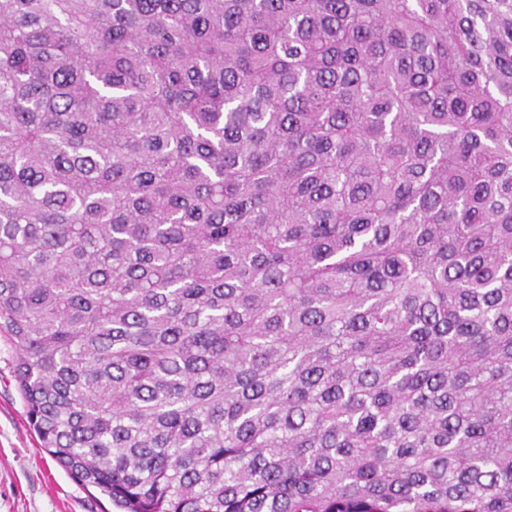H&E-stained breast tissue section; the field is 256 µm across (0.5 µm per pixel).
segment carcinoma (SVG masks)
<instances>
[{
    "instance_id": "cac0c4a2",
    "label": "carcinoma",
    "mask_w": 512,
    "mask_h": 512,
    "mask_svg": "<svg viewBox=\"0 0 512 512\" xmlns=\"http://www.w3.org/2000/svg\"><path fill=\"white\" fill-rule=\"evenodd\" d=\"M0 336L122 512H512V0H0Z\"/></svg>"
}]
</instances>
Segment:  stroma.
Returning <instances> with one entry per match:
<instances>
[{
  "label": "stroma",
  "mask_w": 512,
  "mask_h": 512,
  "mask_svg": "<svg viewBox=\"0 0 512 512\" xmlns=\"http://www.w3.org/2000/svg\"><path fill=\"white\" fill-rule=\"evenodd\" d=\"M13 356L0 337V512H116L99 492L75 483L30 432Z\"/></svg>",
  "instance_id": "obj_1"
}]
</instances>
